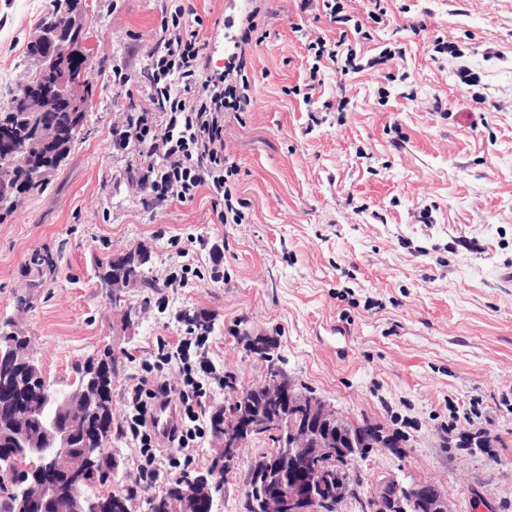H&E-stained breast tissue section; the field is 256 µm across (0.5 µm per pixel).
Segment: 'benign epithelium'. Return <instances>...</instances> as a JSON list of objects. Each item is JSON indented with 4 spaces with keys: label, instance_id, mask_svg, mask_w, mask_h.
<instances>
[{
    "label": "benign epithelium",
    "instance_id": "1",
    "mask_svg": "<svg viewBox=\"0 0 512 512\" xmlns=\"http://www.w3.org/2000/svg\"><path fill=\"white\" fill-rule=\"evenodd\" d=\"M84 16L77 2L69 0L66 12L48 20L33 36L40 53L33 57L37 69H52L56 80L40 85H25L17 100L23 112H70L66 125L47 123L37 134L48 143L74 140L81 133L87 111L84 75L75 73L72 61ZM236 341L251 353H269L270 338L254 332L241 321L234 331ZM24 379L12 364L0 366V390L12 395L18 418H33L43 406L29 401L23 391ZM263 404L257 408L249 395L232 398L231 410L224 415V434L219 446L224 463L238 459V448L250 438L274 432L278 445L293 456L296 476L288 479L277 472V456L265 458L266 471L251 475L264 512H328V507L358 493L352 467L373 448L396 445L392 434L369 420H347L320 398L300 392L291 382L269 376L261 386ZM73 392L83 396L82 408L70 412L66 421L52 417L41 424L43 447H35L25 431L15 434V451L0 448V486L13 499V512H54L57 500L65 495L74 512H94L84 491L85 469L111 451L105 440L98 448H77L79 430L87 424L89 388L77 385ZM191 483H204L209 494L207 512H220L214 503L223 502V485L214 473L197 472ZM426 501L427 512H452L448 497L437 486L426 489L419 481L391 479L376 485L370 495L369 512H414L416 503Z\"/></svg>",
    "mask_w": 512,
    "mask_h": 512
}]
</instances>
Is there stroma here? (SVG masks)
<instances>
[{
	"label": "stroma",
	"instance_id": "stroma-1",
	"mask_svg": "<svg viewBox=\"0 0 512 512\" xmlns=\"http://www.w3.org/2000/svg\"><path fill=\"white\" fill-rule=\"evenodd\" d=\"M51 3L0 0V102L33 75L25 48ZM191 4L212 72L248 21L265 35L246 50L252 109L224 120L247 223H217L204 191L155 203L131 174L136 155L112 146L145 103L167 0H80L77 46L93 55L85 132L0 224V322L30 337L45 375L71 381L107 347L121 361L112 453L125 468L106 490L127 493L136 469L119 433L127 382L154 362L155 337L182 335L181 313L201 311L238 388L266 376L231 338L246 319L299 388L399 438L402 453L359 462L365 488L408 476L438 486L452 512H512V0H383L377 22L371 0H340L368 33L359 58L404 53L359 72L323 61L308 102L307 46L342 31L321 0ZM439 40L454 53L435 52ZM138 246L154 285L113 306L97 262ZM180 250L197 273L172 290L163 273ZM273 449L265 435L242 447L223 512H245L248 466Z\"/></svg>",
	"mask_w": 512,
	"mask_h": 512
}]
</instances>
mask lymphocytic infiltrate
<instances>
[{
	"mask_svg": "<svg viewBox=\"0 0 512 512\" xmlns=\"http://www.w3.org/2000/svg\"><path fill=\"white\" fill-rule=\"evenodd\" d=\"M192 13L186 0H171L148 66L146 104L128 114L116 144L135 149L139 181L156 201L183 203L204 190L218 223L240 224L246 214L232 202L230 180L237 167L224 151V116L251 107L243 47L252 43V31L241 32L239 47L228 56L223 72L212 74L203 63L202 21ZM155 342V362L143 365L124 392L129 413L122 434L138 450L135 486L142 491L155 486L162 469L193 463L194 450L205 435L203 407L216 386L200 337L173 342L159 336ZM171 363L179 367L176 385L164 376ZM160 402L172 405L178 419L164 442L151 428Z\"/></svg>",
	"mask_w": 512,
	"mask_h": 512,
	"instance_id": "1",
	"label": "lymphocytic infiltrate"
}]
</instances>
